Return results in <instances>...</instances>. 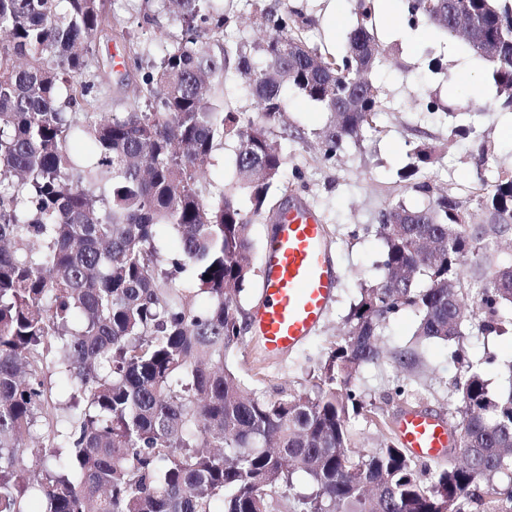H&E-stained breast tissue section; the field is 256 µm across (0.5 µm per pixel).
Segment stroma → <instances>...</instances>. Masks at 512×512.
Segmentation results:
<instances>
[{
	"instance_id": "1",
	"label": "stroma",
	"mask_w": 512,
	"mask_h": 512,
	"mask_svg": "<svg viewBox=\"0 0 512 512\" xmlns=\"http://www.w3.org/2000/svg\"><path fill=\"white\" fill-rule=\"evenodd\" d=\"M275 0H224L226 43L254 46L266 36L259 27L256 7ZM143 0H112V27L99 34L96 53L100 63L111 65L112 78L96 83L92 90L100 111L123 115L144 105L136 88L138 65L158 62L165 45L159 33L175 34L178 23L171 12H159L157 22L144 24L139 9ZM289 10L307 19L302 33L308 47L341 49L356 26V0H286ZM373 32L383 55L371 79L379 86L382 110L376 115V130L364 131L360 140L347 143L333 158H325L321 132L331 123L330 113L299 94L284 102L286 121L293 137L280 139L285 157L282 185L272 188L269 209L253 217L250 255L254 274L240 296L245 314H252L258 298L261 259L274 226L272 211L286 201L307 202L321 217L332 242L339 270L334 303L318 333L280 361L267 360L255 345L230 354L229 365L258 394L274 398L284 392H299L311 385L312 375L325 361L344 324V317L357 296L360 282L378 277L382 243L377 234L381 212L396 202L411 208L428 205V195L407 187L399 176L414 148L424 142L439 145L435 163L420 173V180L462 201L475 223L486 220L475 204L482 170L480 155H487L489 172L512 174V112L494 107L497 97L492 80L493 65L472 52L461 40L425 26H409L405 0H375ZM138 45L139 61L129 60L126 40ZM434 100L438 110L426 111ZM235 177V143L224 140L201 179L209 197L230 186ZM418 317L408 310L390 321L382 341L385 358L361 371L357 386L365 403L351 416L348 429L355 447L372 450L385 444L389 431L408 408L455 420L456 381L464 370L451 357L453 351L472 360L494 355L485 363L484 378L490 391L512 384V333L481 336L468 329L459 348L443 342L411 346ZM414 347L415 364L402 368L393 354Z\"/></svg>"
}]
</instances>
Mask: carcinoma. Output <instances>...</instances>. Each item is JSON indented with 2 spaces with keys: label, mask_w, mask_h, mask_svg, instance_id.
Instances as JSON below:
<instances>
[{
  "label": "carcinoma",
  "mask_w": 512,
  "mask_h": 512,
  "mask_svg": "<svg viewBox=\"0 0 512 512\" xmlns=\"http://www.w3.org/2000/svg\"><path fill=\"white\" fill-rule=\"evenodd\" d=\"M65 7H60V3ZM110 0H0V512H276L274 494L308 478L293 512H512V387L493 393L481 365L457 385V446L432 466L399 441L360 451L347 428L364 409L356 381L384 356L385 325L414 310L418 343H459L512 326V262L468 268L512 231V174L482 182L473 224L459 202H398L378 225L382 275L360 285L310 389L265 398L229 369L246 342L239 295L252 267V217L265 210L285 159L271 139L293 90L331 113L324 154L373 128L380 52L362 22L343 51L309 48L292 11L260 9L272 29L255 67L224 46L215 0H162L181 37L143 72L151 109L94 112L80 77L112 26ZM482 16L477 38L508 62L493 79L512 108V0H407V23L454 35L448 13ZM256 116L239 123L224 103L230 56ZM236 142V187L208 199L198 178L216 147ZM435 148L415 151L418 164ZM169 226L180 253L159 258ZM189 273L191 288H179ZM70 381L55 400L48 374Z\"/></svg>",
  "instance_id": "obj_1"
}]
</instances>
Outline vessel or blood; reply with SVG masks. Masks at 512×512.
I'll list each match as a JSON object with an SVG mask.
<instances>
[{
  "instance_id": "obj_1",
  "label": "vessel or blood",
  "mask_w": 512,
  "mask_h": 512,
  "mask_svg": "<svg viewBox=\"0 0 512 512\" xmlns=\"http://www.w3.org/2000/svg\"><path fill=\"white\" fill-rule=\"evenodd\" d=\"M278 231L263 256L262 300L253 325L266 358L279 359L300 347L324 321L339 273L319 216L298 203L277 218ZM404 448L420 459L446 456L454 444L448 421L410 409L396 423Z\"/></svg>"
}]
</instances>
